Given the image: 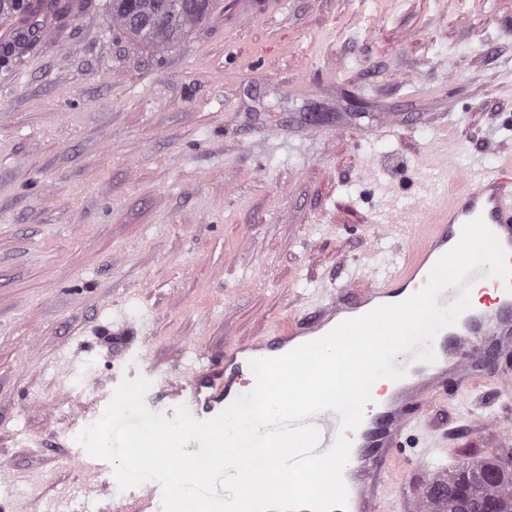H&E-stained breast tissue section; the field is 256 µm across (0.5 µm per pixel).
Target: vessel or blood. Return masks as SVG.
<instances>
[{
	"label": "vessel or blood",
	"instance_id": "obj_1",
	"mask_svg": "<svg viewBox=\"0 0 512 512\" xmlns=\"http://www.w3.org/2000/svg\"><path fill=\"white\" fill-rule=\"evenodd\" d=\"M464 180L467 188L462 193L426 207L411 204L391 220L389 227L394 231L410 225L415 242L400 268L361 288L347 285L330 290L313 311L271 324L262 336L226 344L223 356L210 359L207 369L166 380L162 394H148L146 407L170 413L183 406L199 420L216 416L247 387L250 360L281 356L322 337L343 320L421 291L435 262L458 242L464 224L476 217H483L502 246L512 252V155L466 171ZM468 279L474 285H486L488 292L456 324L436 335L434 362L413 360L408 353L397 355L394 364L404 370V377L373 393L361 425L347 434L352 442L343 473L347 512H385L392 484L410 465L423 463L422 457L405 456V435L418 427L432 433L427 410L432 402L447 398L449 386L512 387V282L480 269ZM309 422L321 432L318 452L329 450L342 433L340 416L333 411L312 416Z\"/></svg>",
	"mask_w": 512,
	"mask_h": 512
}]
</instances>
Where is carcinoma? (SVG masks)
Wrapping results in <instances>:
<instances>
[{"instance_id": "1", "label": "carcinoma", "mask_w": 512, "mask_h": 512, "mask_svg": "<svg viewBox=\"0 0 512 512\" xmlns=\"http://www.w3.org/2000/svg\"><path fill=\"white\" fill-rule=\"evenodd\" d=\"M90 0H0V26L4 28L3 38L0 39V66L14 67L38 41V34H43L54 28L63 17L74 12ZM173 0H155L154 29L147 39H142L129 27L124 14L111 8L112 25L120 29L126 37L145 47L156 49L177 44L173 38L172 29H178L180 35H185L188 29L203 23L187 7L174 9ZM470 470L469 489L479 502H494L499 504L501 512H512V474L507 473L492 478L485 470L479 468V462L474 461L448 473V477L436 481L442 486L443 492L430 494L434 512H455L454 496L446 493L458 482V474Z\"/></svg>"}]
</instances>
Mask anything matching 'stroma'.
Instances as JSON below:
<instances>
[{"mask_svg": "<svg viewBox=\"0 0 512 512\" xmlns=\"http://www.w3.org/2000/svg\"><path fill=\"white\" fill-rule=\"evenodd\" d=\"M105 3L0 67V502L25 512L111 483L67 448L88 402L391 266L407 238L373 216L512 153V0H224L155 53ZM430 413L458 463L512 452V392Z\"/></svg>", "mask_w": 512, "mask_h": 512, "instance_id": "1", "label": "stroma"}]
</instances>
